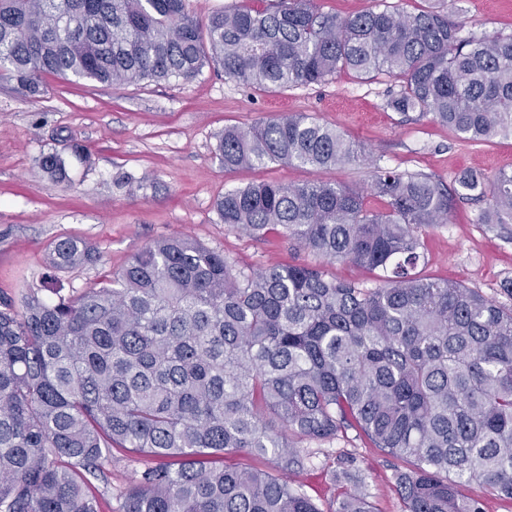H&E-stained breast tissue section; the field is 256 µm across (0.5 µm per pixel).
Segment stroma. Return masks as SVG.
I'll use <instances>...</instances> for the list:
<instances>
[{"mask_svg":"<svg viewBox=\"0 0 512 512\" xmlns=\"http://www.w3.org/2000/svg\"><path fill=\"white\" fill-rule=\"evenodd\" d=\"M452 19L467 29L512 34V0H453ZM36 102L0 80V297L21 298L29 286L56 278L78 293L124 267L152 240L191 236L223 251L237 267L320 265L326 276L364 287L380 284L378 272L344 261L319 260L278 234L258 239L223 224L215 203L225 191L253 183L330 182L369 186L377 168L422 172L454 185L473 170L495 176L512 170V138L492 143L462 141L448 128L387 110L392 82L364 81L345 72L329 83L286 91H261L225 77L217 66L189 82L105 84L50 76ZM297 112L336 127L364 146L368 160L334 169L281 163L225 171L216 136L224 127L249 128L276 113ZM79 143L88 161L73 158ZM55 151L69 163V187L53 188L40 169L41 154ZM482 202L459 199L453 221L422 227V276L459 282L512 306V224H482ZM94 243L98 264L52 273L47 255L58 239ZM307 466L296 481L321 512H334L337 477L348 471L374 512H403L395 484L402 460L374 448L355 432L332 441H299ZM145 458L119 449L105 464L107 481L97 494L118 512L133 472Z\"/></svg>","mask_w":512,"mask_h":512,"instance_id":"obj_1","label":"stroma"}]
</instances>
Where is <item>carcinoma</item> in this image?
Returning <instances> with one entry per match:
<instances>
[{"instance_id":"obj_1","label":"carcinoma","mask_w":512,"mask_h":512,"mask_svg":"<svg viewBox=\"0 0 512 512\" xmlns=\"http://www.w3.org/2000/svg\"><path fill=\"white\" fill-rule=\"evenodd\" d=\"M210 63L267 91L385 75L393 112L465 141L512 137V35L466 33L436 8L342 17L317 0H240L201 21L187 0H0V74L29 100L45 74L189 82ZM217 150L226 170L366 156L302 113L226 127ZM38 163L68 183L62 155ZM456 184L489 197L478 223H512V172ZM452 202L427 174L382 168L365 189L261 182L217 200L228 228L381 270L377 288L308 264L246 272L176 235L79 294L0 298V512H102L93 481L114 448L156 461L134 472L120 512H321L290 478L306 460L294 440L351 429L408 464L404 512H485L463 482L512 501V308L415 273L418 229L450 223ZM101 259L64 237L49 263ZM233 452L271 457L279 474L224 464ZM334 512L373 510L343 487Z\"/></svg>"}]
</instances>
